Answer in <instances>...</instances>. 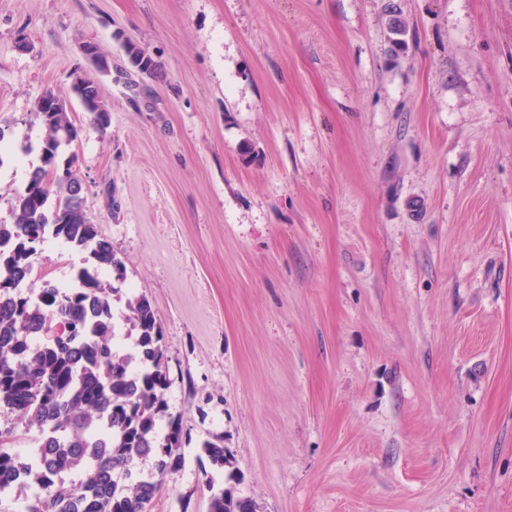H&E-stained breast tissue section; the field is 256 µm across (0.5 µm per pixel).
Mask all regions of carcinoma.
<instances>
[{"label": "carcinoma", "mask_w": 512, "mask_h": 512, "mask_svg": "<svg viewBox=\"0 0 512 512\" xmlns=\"http://www.w3.org/2000/svg\"><path fill=\"white\" fill-rule=\"evenodd\" d=\"M388 13L397 50L406 26L396 4H388ZM126 54L140 73H159L141 46L128 43ZM73 91L91 124L106 129L110 111L99 83L77 75ZM35 116L46 129L42 166L15 195L13 222L0 224V408L36 428L41 441L22 460L0 440V494L34 488L26 512H146L165 476L184 460L181 418L165 398L170 379L163 329L147 297L119 287L124 263L85 210L76 157L66 154L81 135L67 102L46 91L35 101ZM48 238L87 253L86 266L75 272L74 287L46 281L34 294L26 282ZM103 268L112 270L113 281L98 277ZM115 300L124 301L135 330L126 351L111 345ZM201 454L227 471V486L211 495L210 512H256L254 503L236 495L239 476L224 440H204ZM147 456L156 460L154 471L133 475L131 464ZM69 472L79 476L78 484L64 485Z\"/></svg>", "instance_id": "obj_1"}]
</instances>
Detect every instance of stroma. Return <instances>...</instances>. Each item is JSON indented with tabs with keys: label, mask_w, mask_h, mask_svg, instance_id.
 <instances>
[{
	"label": "stroma",
	"mask_w": 512,
	"mask_h": 512,
	"mask_svg": "<svg viewBox=\"0 0 512 512\" xmlns=\"http://www.w3.org/2000/svg\"><path fill=\"white\" fill-rule=\"evenodd\" d=\"M48 90L164 332L184 463L146 512H209L216 434L257 512H512V0H0V224ZM84 258L47 240L32 287ZM126 54L141 74L155 76L159 73L160 65L148 56L145 50L138 44L129 42L126 46ZM73 91L78 99L82 97L85 104L83 108L88 112L91 124L100 130H106L110 125V111L102 97L99 83L76 75L73 80Z\"/></svg>",
	"instance_id": "obj_1"
}]
</instances>
